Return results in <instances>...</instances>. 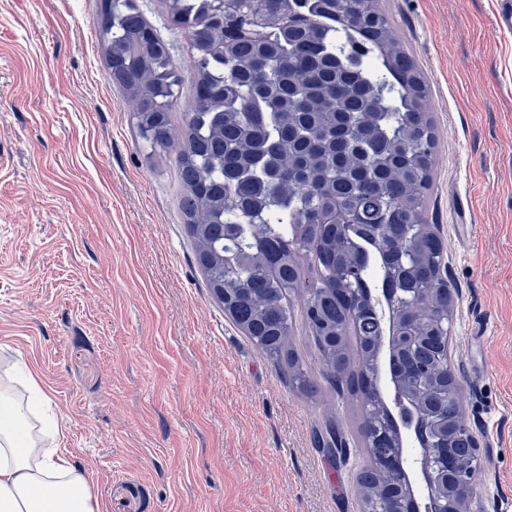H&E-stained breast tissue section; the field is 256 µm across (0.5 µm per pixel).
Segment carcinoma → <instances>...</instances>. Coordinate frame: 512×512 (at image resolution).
<instances>
[{
  "instance_id": "cac0c4a2",
  "label": "carcinoma",
  "mask_w": 512,
  "mask_h": 512,
  "mask_svg": "<svg viewBox=\"0 0 512 512\" xmlns=\"http://www.w3.org/2000/svg\"><path fill=\"white\" fill-rule=\"evenodd\" d=\"M107 2L109 81L134 101L140 138L152 149H177L183 223L224 312L305 391L308 372L288 345V296L302 293L328 378L359 400L364 421L392 435L399 425L413 428L419 445L477 466L457 377L441 367L451 319L435 306L448 299V284L442 244L424 221L435 147L428 86L379 0H288V24L268 22L256 36L225 23L239 0H170L174 17L209 20L185 28L196 51L195 94L177 145L171 111L181 80L168 45L142 36L148 22L136 0ZM367 55L377 70L361 67ZM400 236L411 256L381 257L379 247ZM376 288L387 304L413 310V325L427 336L414 349L416 364L428 368L421 387L403 392L393 411L380 392L378 350L381 337L401 335L406 324L395 307L391 326L381 323ZM356 302L368 311L357 328ZM426 489L432 512H444L446 489ZM359 494L363 512H389L408 495L405 476L369 470Z\"/></svg>"
}]
</instances>
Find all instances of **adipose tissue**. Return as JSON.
Wrapping results in <instances>:
<instances>
[{"mask_svg": "<svg viewBox=\"0 0 512 512\" xmlns=\"http://www.w3.org/2000/svg\"><path fill=\"white\" fill-rule=\"evenodd\" d=\"M22 385L21 397L0 380V512H102L84 471L55 444L62 421H30L33 402L46 399L35 374Z\"/></svg>", "mask_w": 512, "mask_h": 512, "instance_id": "adipose-tissue-1", "label": "adipose tissue"}]
</instances>
